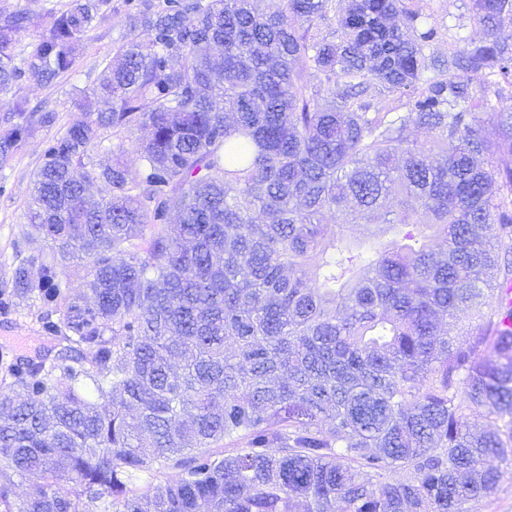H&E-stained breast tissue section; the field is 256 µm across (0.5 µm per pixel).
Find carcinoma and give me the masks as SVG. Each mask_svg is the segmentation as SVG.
I'll list each match as a JSON object with an SVG mask.
<instances>
[{
    "instance_id": "obj_1",
    "label": "carcinoma",
    "mask_w": 512,
    "mask_h": 512,
    "mask_svg": "<svg viewBox=\"0 0 512 512\" xmlns=\"http://www.w3.org/2000/svg\"><path fill=\"white\" fill-rule=\"evenodd\" d=\"M332 2L137 0L64 130L8 94L64 79L108 0L48 9L21 60L28 16L0 12V160L44 136L26 219L52 243L0 279L41 297L52 339L0 362V512H468L496 492L512 464V0H475L484 38L446 60L426 53L423 0H348L328 36ZM108 129L149 131L138 179L122 144L97 158ZM97 181L110 192L90 206ZM392 194L370 236L398 238L366 257L345 228ZM77 255L72 296L58 277ZM460 313L475 325L450 336ZM476 414L494 427L471 432ZM87 261L84 258L76 257L67 261L59 276L60 288L71 295L79 294L85 288V267Z\"/></svg>"
}]
</instances>
